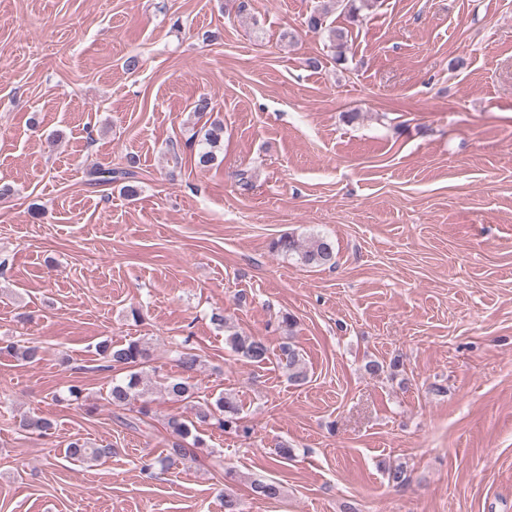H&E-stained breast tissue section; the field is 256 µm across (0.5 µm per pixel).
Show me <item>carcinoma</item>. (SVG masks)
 Returning a JSON list of instances; mask_svg holds the SVG:
<instances>
[{
  "label": "carcinoma",
  "instance_id": "1",
  "mask_svg": "<svg viewBox=\"0 0 512 512\" xmlns=\"http://www.w3.org/2000/svg\"><path fill=\"white\" fill-rule=\"evenodd\" d=\"M377 0H335L342 7L349 22L355 24L362 18L361 11L374 7ZM329 8L323 6L314 10L307 18L306 24L310 31H327L330 42L338 49V60L344 59V49L348 44V30L326 26ZM89 184H110L118 179L125 181L123 193L128 197L138 194L137 157L126 159L125 167H97L89 173ZM272 249L283 255H295L305 266L317 267L329 263L334 257L332 242L324 237L313 236L301 239L293 235H284L273 242ZM231 350L240 358L255 364H265L270 360V349L266 342L254 336H242L232 333L227 338ZM103 370L120 367L127 371L125 378L112 383L107 402L117 409H125L138 400L146 399L153 393L151 381L144 374V366L148 362L149 352L146 345L139 340H131L125 344H114L104 340L96 346ZM176 362L182 370V376L173 379L164 387L167 396L174 401L194 402V418L172 415L168 417L166 426L174 438L171 448L164 455H159L142 462L141 470L152 477L165 472L175 461L186 458L194 459L197 450L207 447L205 439L198 431V424L205 423L222 432L248 433L240 417V408L236 398L230 394H220L215 400H198V388L192 383V374L201 365L196 349L183 342L176 350ZM278 363L288 370V379L295 385L307 381V369L300 351L291 343L280 347ZM20 429L31 434L44 437L52 429L48 419L24 416L19 419ZM112 453L108 445H96L82 439L70 442L66 448V457L73 463L88 465L95 463Z\"/></svg>",
  "mask_w": 512,
  "mask_h": 512
}]
</instances>
